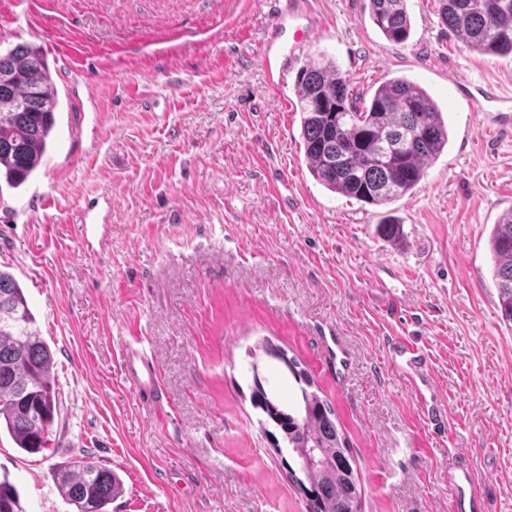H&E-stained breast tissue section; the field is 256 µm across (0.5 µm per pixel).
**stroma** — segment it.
<instances>
[{"label": "stroma", "instance_id": "1", "mask_svg": "<svg viewBox=\"0 0 512 512\" xmlns=\"http://www.w3.org/2000/svg\"><path fill=\"white\" fill-rule=\"evenodd\" d=\"M298 7L316 27L270 80L264 45L288 40L270 0H0V51L42 48L58 97L39 171L0 189V268L58 391L49 451L0 433L23 512H75L55 471L80 453L121 478L112 512H305L250 401L257 375L274 397L300 394L277 358L251 360L265 340L333 405L361 512H453L465 465L484 512H512V323L489 248L512 210V131L452 92L467 79L512 93V57L470 50L437 0H407L400 45L367 0ZM323 58L357 90L404 75L438 103L448 147L411 195L367 205L310 174L296 76ZM389 216L399 241L378 231ZM400 337L421 371L396 356ZM133 340L158 358L165 424L123 376Z\"/></svg>", "mask_w": 512, "mask_h": 512}]
</instances>
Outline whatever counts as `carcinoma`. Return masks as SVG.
<instances>
[{"label":"carcinoma","instance_id":"obj_1","mask_svg":"<svg viewBox=\"0 0 512 512\" xmlns=\"http://www.w3.org/2000/svg\"><path fill=\"white\" fill-rule=\"evenodd\" d=\"M407 0H369L370 17L394 45L411 31ZM440 18L472 50L512 55V0H439ZM296 92L301 136L310 174L332 192L386 205L412 194L428 165L448 147V123L437 102L406 77L382 82L370 94L355 90L330 60L303 66ZM57 91L41 48L18 45L0 54V184L15 188L42 165L55 127ZM500 312L512 321V211L490 236ZM54 358L36 326L23 288L0 269V430L17 447L43 451L54 422ZM273 448L288 445L298 469L288 477L306 498L308 512H359L362 487L348 439L330 401L302 393L294 408L272 406L267 392L252 391ZM304 478H299L296 472ZM57 488L76 512H109L123 483L111 469L81 454L55 473ZM0 512H22L19 492L0 478Z\"/></svg>","mask_w":512,"mask_h":512}]
</instances>
